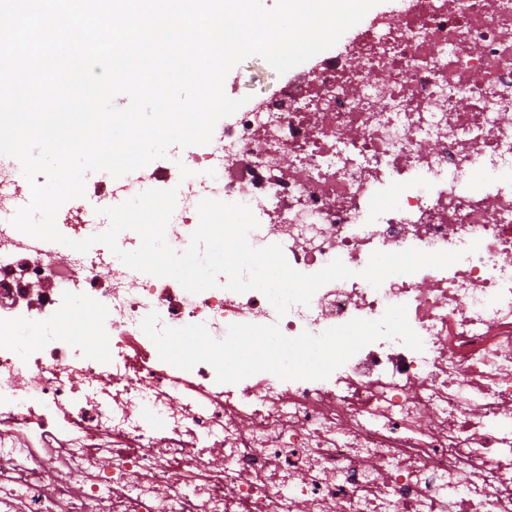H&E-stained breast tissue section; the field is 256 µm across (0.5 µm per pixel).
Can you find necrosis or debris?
Masks as SVG:
<instances>
[{"mask_svg":"<svg viewBox=\"0 0 512 512\" xmlns=\"http://www.w3.org/2000/svg\"><path fill=\"white\" fill-rule=\"evenodd\" d=\"M179 151L87 182L59 230L88 238L104 208L173 188L175 250L209 197L248 205L251 244L294 269L356 275L280 318L260 291L192 294L102 244L58 253L12 225L30 190L0 156V512H512V0L378 13L219 120L193 168ZM408 248L464 256L359 277ZM394 304L423 351L382 339L320 381L220 383L161 361L139 326L154 311L218 339L232 323L318 335ZM75 308L95 342L71 332Z\"/></svg>","mask_w":512,"mask_h":512,"instance_id":"obj_1","label":"necrosis or debris"}]
</instances>
